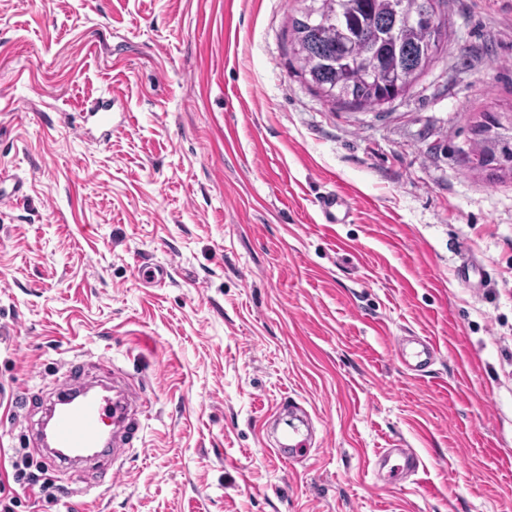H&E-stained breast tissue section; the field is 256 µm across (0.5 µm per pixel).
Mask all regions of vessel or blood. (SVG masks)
Returning <instances> with one entry per match:
<instances>
[{
  "label": "vessel or blood",
  "mask_w": 512,
  "mask_h": 512,
  "mask_svg": "<svg viewBox=\"0 0 512 512\" xmlns=\"http://www.w3.org/2000/svg\"><path fill=\"white\" fill-rule=\"evenodd\" d=\"M347 196L330 193L320 200L324 223L341 224L349 215ZM394 356L413 375L422 372L439 355L435 341L421 336H395L391 339ZM150 403L137 392L113 391L111 382L77 386L61 383L49 398L41 419L32 428L48 473L79 472L89 464L109 471L139 432ZM306 445L300 429L273 440L270 454L291 460Z\"/></svg>",
  "instance_id": "1"
}]
</instances>
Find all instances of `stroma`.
Returning <instances> with one entry per match:
<instances>
[{
	"label": "stroma",
	"instance_id": "stroma-1",
	"mask_svg": "<svg viewBox=\"0 0 512 512\" xmlns=\"http://www.w3.org/2000/svg\"><path fill=\"white\" fill-rule=\"evenodd\" d=\"M301 5L0 0V478L73 357L154 402L111 485L16 512H512V176L460 153L512 110V0H448L443 52L369 112L296 72ZM391 336L441 354L412 377ZM290 401L315 442L283 462ZM398 444L423 470L374 481ZM320 213L325 224H343L350 211L346 195L329 193L319 201ZM396 452L405 461V467L410 475H418L422 465L416 451L412 448H383L375 456L376 463L380 468L388 461L390 456Z\"/></svg>",
	"mask_w": 512,
	"mask_h": 512
}]
</instances>
